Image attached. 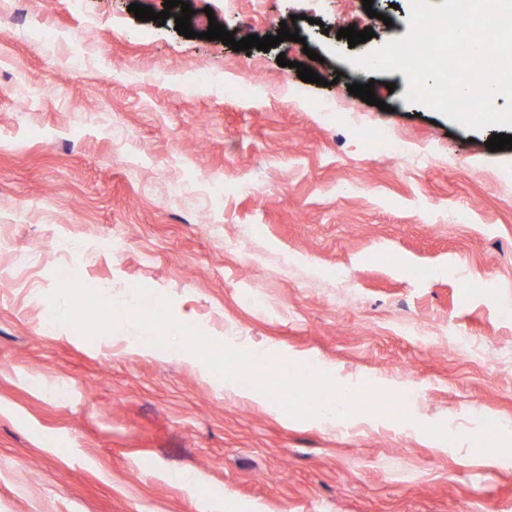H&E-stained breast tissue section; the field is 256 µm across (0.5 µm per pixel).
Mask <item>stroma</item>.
<instances>
[{"label": "stroma", "mask_w": 512, "mask_h": 512, "mask_svg": "<svg viewBox=\"0 0 512 512\" xmlns=\"http://www.w3.org/2000/svg\"><path fill=\"white\" fill-rule=\"evenodd\" d=\"M134 1L163 9L25 0L16 21L0 0V512H512V438L471 447L512 421V150L350 63L407 34L411 0L373 18L362 0H188L191 38ZM339 14L373 38L349 46ZM290 15L299 41L266 52L203 37ZM246 71L257 90L224 85ZM369 82L379 105L347 90ZM340 101L404 151H370ZM137 286L218 341L404 403L289 417L133 344L113 314ZM99 289L110 305L52 320Z\"/></svg>", "instance_id": "1"}]
</instances>
